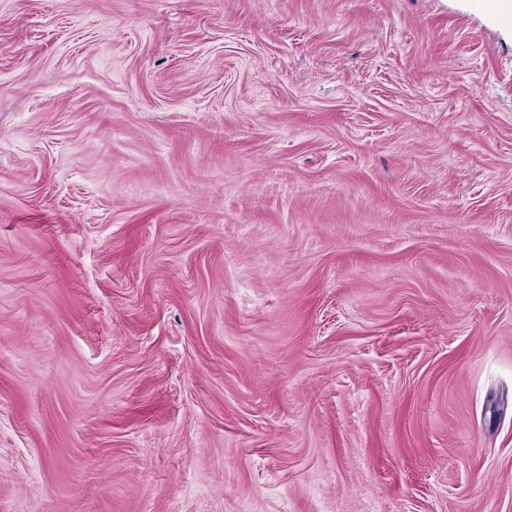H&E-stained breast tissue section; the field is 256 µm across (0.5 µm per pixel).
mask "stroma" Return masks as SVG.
<instances>
[{"instance_id":"stroma-1","label":"stroma","mask_w":512,"mask_h":512,"mask_svg":"<svg viewBox=\"0 0 512 512\" xmlns=\"http://www.w3.org/2000/svg\"><path fill=\"white\" fill-rule=\"evenodd\" d=\"M494 0H0V512H512Z\"/></svg>"}]
</instances>
